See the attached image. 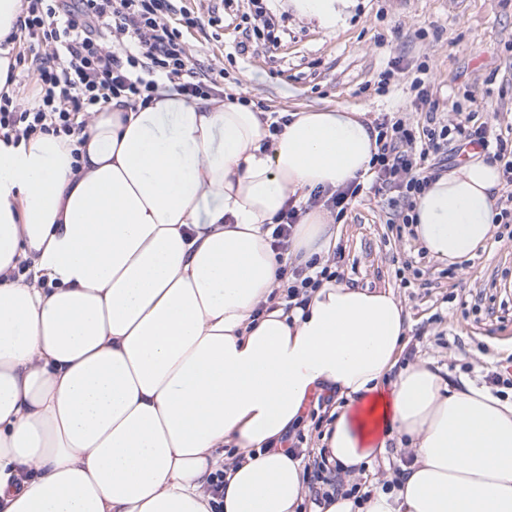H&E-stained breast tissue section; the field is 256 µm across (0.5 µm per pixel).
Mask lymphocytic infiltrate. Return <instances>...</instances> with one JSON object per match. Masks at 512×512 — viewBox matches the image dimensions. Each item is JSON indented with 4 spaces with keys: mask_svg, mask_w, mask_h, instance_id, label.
<instances>
[{
    "mask_svg": "<svg viewBox=\"0 0 512 512\" xmlns=\"http://www.w3.org/2000/svg\"><path fill=\"white\" fill-rule=\"evenodd\" d=\"M201 24L180 13L175 0H28L18 21L26 48L16 63L38 61V104L31 108L1 92L0 139L75 136L98 106L143 108L162 88L202 99L224 97L223 68L200 71L183 40V28ZM373 130L377 151L367 181L314 191L309 205H324L341 219L357 198L385 195L396 208L394 223L409 224L415 197L430 180L432 157L463 141L500 164L507 190L495 221L512 223V139L483 125L451 129L432 115L418 131L400 116L374 119Z\"/></svg>",
    "mask_w": 512,
    "mask_h": 512,
    "instance_id": "obj_1",
    "label": "lymphocytic infiltrate"
}]
</instances>
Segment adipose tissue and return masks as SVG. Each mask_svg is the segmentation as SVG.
Here are the masks:
<instances>
[{
	"mask_svg": "<svg viewBox=\"0 0 512 512\" xmlns=\"http://www.w3.org/2000/svg\"><path fill=\"white\" fill-rule=\"evenodd\" d=\"M26 0H0V87ZM158 90L79 135L0 139V512H304L281 448L335 391L322 455L355 477L390 442L399 485L316 512H512V401L402 361L393 292L328 279L288 307L287 262H327L339 227L316 189L361 180L364 112L292 111ZM501 171L473 156L416 198L417 240L451 266L492 237ZM305 205L284 255L269 223Z\"/></svg>",
	"mask_w": 512,
	"mask_h": 512,
	"instance_id": "1",
	"label": "adipose tissue"
}]
</instances>
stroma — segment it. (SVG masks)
Here are the masks:
<instances>
[{"label":"stroma","mask_w":512,"mask_h":512,"mask_svg":"<svg viewBox=\"0 0 512 512\" xmlns=\"http://www.w3.org/2000/svg\"><path fill=\"white\" fill-rule=\"evenodd\" d=\"M289 0H275L288 30L279 47H235L245 36L221 0H179L204 19L184 33L201 69L221 66L225 88L270 110L301 106H357L367 118L400 112L410 126L423 125L426 105L415 102L410 81L427 67L431 100L445 124L465 114L493 132L512 130V0H356L338 34L299 17ZM223 19L209 23L212 13ZM396 68L389 93L374 80ZM386 198L362 197L342 221L333 252L346 282L390 290L409 318L408 352L430 360L453 384L481 387L493 371L512 366V233L494 236L465 269L420 257L410 234L388 223Z\"/></svg>","instance_id":"35a3bbf8"}]
</instances>
